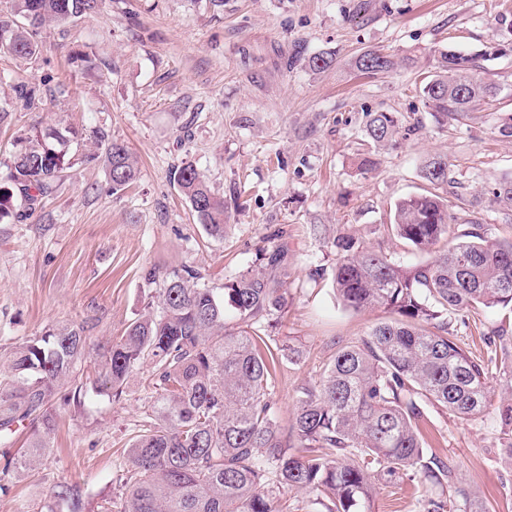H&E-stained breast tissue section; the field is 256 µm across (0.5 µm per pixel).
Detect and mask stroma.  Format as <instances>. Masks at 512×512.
Masks as SVG:
<instances>
[{
  "instance_id": "obj_1",
  "label": "stroma",
  "mask_w": 512,
  "mask_h": 512,
  "mask_svg": "<svg viewBox=\"0 0 512 512\" xmlns=\"http://www.w3.org/2000/svg\"><path fill=\"white\" fill-rule=\"evenodd\" d=\"M40 52L17 59L0 50V173L36 125L104 127L137 160V181L113 193L103 164L82 167L36 210L17 206L0 219V364L26 339L76 323L95 342L123 335L155 287L146 274L191 266L202 283L223 287L255 266L262 248L288 245V308L271 336L304 355L277 367L271 398L289 429L301 386L317 380L338 344L367 335L384 313L357 312L337 299L334 239L353 235L405 265L430 256L392 236L395 203L423 192L420 167L447 157L458 193L451 236L481 224L485 236L512 241V209L493 191L512 179V0H103L99 13L37 36ZM91 47L97 69L69 57ZM498 47L485 68L502 89L495 106L439 126L419 91L441 50ZM368 50L398 66L366 75L352 60ZM335 63L310 70L309 56ZM40 88L25 109L16 80ZM389 112L411 135L384 147L367 138L371 112ZM371 153L376 165L358 168ZM192 162L224 197L223 239L210 237L170 178ZM512 335V310L453 317L451 331L474 354L480 334ZM148 371L130 378L121 401L68 382L51 401L50 446L33 468L15 462L27 438L0 441V512H47L55 491L80 483L88 512L120 499L118 477L140 420ZM79 391L78 401L67 395ZM427 455L453 462L456 479L438 488L404 474L376 472L374 512H426L430 498L464 490L488 512H512V465L499 455L494 411L461 421L425 405Z\"/></svg>"
}]
</instances>
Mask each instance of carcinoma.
I'll return each instance as SVG.
<instances>
[{
  "label": "carcinoma",
  "mask_w": 512,
  "mask_h": 512,
  "mask_svg": "<svg viewBox=\"0 0 512 512\" xmlns=\"http://www.w3.org/2000/svg\"><path fill=\"white\" fill-rule=\"evenodd\" d=\"M103 0H9L0 14V44L15 57L38 54L37 31L96 14ZM489 50L439 52L438 70L420 88L424 107L439 123L490 104L499 88L482 71ZM394 60L365 52L355 68L369 75L388 71ZM16 97L37 104V90L14 85ZM391 113L367 121V133L386 144L398 133ZM100 161L112 192L125 190L138 168L128 146L103 127H36L28 145L6 164L0 182V218L20 201L29 210L53 196L76 165ZM430 190L394 207L392 235L419 252L448 236L454 215L439 190L452 184L448 160L432 157L421 169ZM200 224L224 238V197L216 194L190 162L171 172ZM334 272L338 300L347 309H382L389 319L357 341L341 345L319 381L300 387L291 425L295 443L282 434L270 401L276 367L294 364L302 347L269 344L266 328L288 306V245L261 250L259 266L222 288L199 283L189 266L147 280L158 286L120 338L95 344L82 325L67 324L23 342L8 361L10 389H0V434L28 422L27 447L16 465L27 469L49 448L55 420L49 403L79 364L91 360L92 383L118 401L128 380L151 368L139 428L127 450L129 469L120 475L118 512H279L276 490L314 494L327 512H370L376 488L371 473L413 471L422 484L442 486L455 468L425 453L421 404L442 407L469 420L492 407V380L506 382L496 407L503 428L501 455L512 462V342L476 357L448 332V316L459 311L512 307V242L478 231L460 235L434 260L405 267L353 237L336 241ZM239 326L226 323L227 314ZM82 489L59 486L62 504L48 512H81ZM427 512H486L469 500L431 499Z\"/></svg>",
  "instance_id": "obj_1"
}]
</instances>
